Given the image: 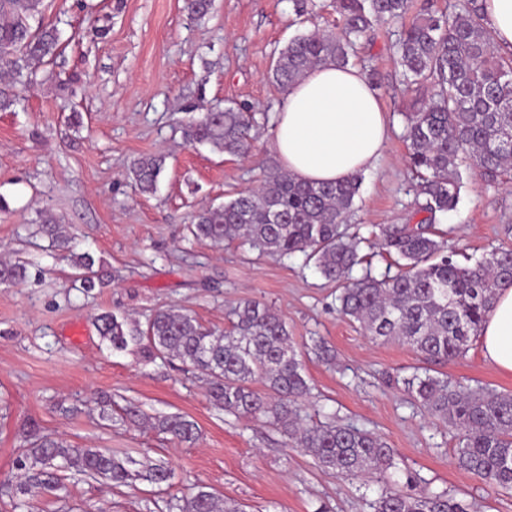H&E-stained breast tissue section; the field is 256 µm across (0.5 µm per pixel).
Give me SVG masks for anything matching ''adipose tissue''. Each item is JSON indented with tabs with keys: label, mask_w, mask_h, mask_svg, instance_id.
Returning <instances> with one entry per match:
<instances>
[{
	"label": "adipose tissue",
	"mask_w": 512,
	"mask_h": 512,
	"mask_svg": "<svg viewBox=\"0 0 512 512\" xmlns=\"http://www.w3.org/2000/svg\"><path fill=\"white\" fill-rule=\"evenodd\" d=\"M389 143L387 116L367 73L327 63L289 88L273 149L297 180L321 183L374 168ZM481 345L491 367L512 372V286L499 289Z\"/></svg>",
	"instance_id": "1"
}]
</instances>
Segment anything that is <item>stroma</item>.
<instances>
[{"label":"stroma","mask_w":512,"mask_h":512,"mask_svg":"<svg viewBox=\"0 0 512 512\" xmlns=\"http://www.w3.org/2000/svg\"><path fill=\"white\" fill-rule=\"evenodd\" d=\"M314 2L313 14L299 17L293 0H212L209 13L193 21L183 0H43V20L60 30L64 50L24 89L23 107L0 112V196L9 203L0 212V261L31 264L28 282L0 285V486L14 483L33 424L79 448L166 462L173 477L162 489H111L70 469L61 494L36 497L30 512H169V501L199 483L246 512H373L388 482L414 496L445 490L479 512H512V495L492 492L458 467L452 430L402 384L424 367L512 392V374L487 365L480 339L456 360L431 361L407 345L364 335L339 312L336 284L303 255L261 256L187 230L201 206L253 189L274 161L273 120L284 95L268 79L272 63L297 35L336 28L331 0ZM401 30L398 20L376 26L356 61L376 75L391 133L389 150L363 174L351 218L364 237L375 225L419 220L403 138L411 93L393 54ZM62 78L67 86H59ZM218 103L268 114L247 157L186 142L192 112ZM74 109L84 117L76 130L66 123ZM143 154L166 158L151 194L127 177L131 160ZM43 210L60 218L76 251L94 255L103 287H72L71 267L38 232ZM443 224L456 260L512 247V182L490 187L465 176ZM244 299L286 319L312 387L305 413L380 436L394 450L391 468L370 477L322 471L304 451L286 447L276 428L212 405L205 380L180 363L137 349L112 351L93 322L110 311L143 329L157 309L173 306L221 329L228 307ZM320 338L334 360L316 357ZM103 393L116 410L132 403L150 416L183 415L199 437L181 443L126 419H101Z\"/></svg>","instance_id":"stroma-1"}]
</instances>
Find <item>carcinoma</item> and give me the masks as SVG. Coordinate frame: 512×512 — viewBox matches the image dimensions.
<instances>
[{"label":"carcinoma","instance_id":"1","mask_svg":"<svg viewBox=\"0 0 512 512\" xmlns=\"http://www.w3.org/2000/svg\"><path fill=\"white\" fill-rule=\"evenodd\" d=\"M42 0H0V112L21 103L17 88L36 83V66L59 55L60 34L40 21ZM211 0H185L191 19L204 17ZM342 19L339 32L299 35L279 51L270 82L282 92L312 68L333 62L347 66L358 41L373 25L409 17L396 44L412 97L405 113V141L417 179L415 204L426 217L416 224H392L372 232L380 253L397 272L382 279L351 277L363 262L362 242L350 220L361 176L310 184L271 168L260 185L215 206L199 209L189 225L196 238L216 245L240 242L262 255L302 253L322 276L342 287L341 311L364 333L397 340L425 357L450 361L462 356L492 311L498 290L512 286V249L493 248L474 262L447 252L441 217L454 210L462 172L488 185L512 180V52L503 56L484 24V0L438 12L427 6L409 14L410 0H333ZM260 123L246 104L211 109L184 130L191 145H208L230 157L247 154ZM165 169L161 155L132 161L128 177L144 194L157 188ZM42 232L76 271L73 282L90 292L104 285L89 252L73 251L71 237L51 214L40 215ZM29 278L28 263H0V284ZM229 327L204 326L193 314L161 308L141 331L105 312L96 316L99 335L114 351L138 347L151 359L177 360L203 375L213 404L224 412L266 422L301 448L322 469L338 476L377 474L392 465L393 450L374 433L330 422H308L298 401L310 395L301 352L286 320L270 306L244 300L227 313ZM407 391L432 416L448 424L456 440L458 466L494 491L512 489V394L447 376L413 373ZM150 426L181 442L196 439L194 422L180 414L150 418ZM78 472L114 488L145 481L169 484L163 463L136 467L105 448H76L53 435L30 443L19 460L14 491L24 496L64 489L59 471ZM178 512H244L204 485L175 505ZM374 512H470L447 491L412 497L397 484L385 485Z\"/></svg>","mask_w":512,"mask_h":512}]
</instances>
